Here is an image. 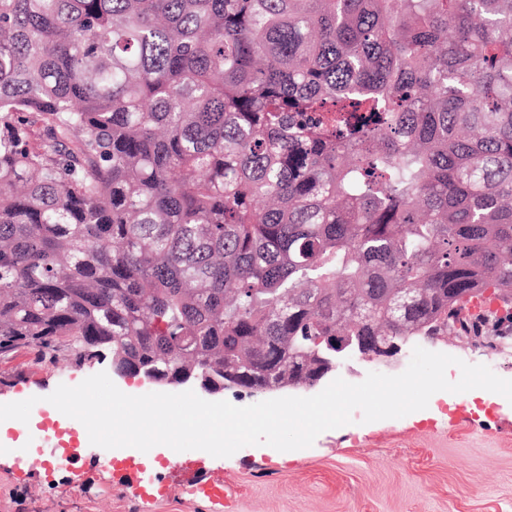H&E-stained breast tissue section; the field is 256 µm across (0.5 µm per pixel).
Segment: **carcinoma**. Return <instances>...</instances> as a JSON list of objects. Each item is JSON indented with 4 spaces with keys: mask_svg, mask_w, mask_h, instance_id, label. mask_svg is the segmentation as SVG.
Segmentation results:
<instances>
[{
    "mask_svg": "<svg viewBox=\"0 0 512 512\" xmlns=\"http://www.w3.org/2000/svg\"><path fill=\"white\" fill-rule=\"evenodd\" d=\"M489 288L512 0H0V354L300 390Z\"/></svg>",
    "mask_w": 512,
    "mask_h": 512,
    "instance_id": "obj_1",
    "label": "carcinoma"
}]
</instances>
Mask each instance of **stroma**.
I'll return each instance as SVG.
<instances>
[{"instance_id": "stroma-1", "label": "stroma", "mask_w": 512, "mask_h": 512, "mask_svg": "<svg viewBox=\"0 0 512 512\" xmlns=\"http://www.w3.org/2000/svg\"><path fill=\"white\" fill-rule=\"evenodd\" d=\"M482 322L488 346L473 347L448 337L427 343L470 364L490 367L512 379V309L496 307ZM109 364L79 366L64 356L33 350L0 356V404L40 397V414L28 423L0 422V512H512V402L487 403L469 393L449 394L438 412H413L399 419L355 422L321 433L311 447L287 453L247 446L229 457L202 450L183 453L184 467L201 469L231 493L228 504L199 498L172 476L171 450L151 449L153 478L147 497L135 495L122 459L131 447L97 452L78 420L55 413L56 433L43 450L77 449L86 460L81 473L24 457L30 435L59 385L75 386Z\"/></svg>"}]
</instances>
